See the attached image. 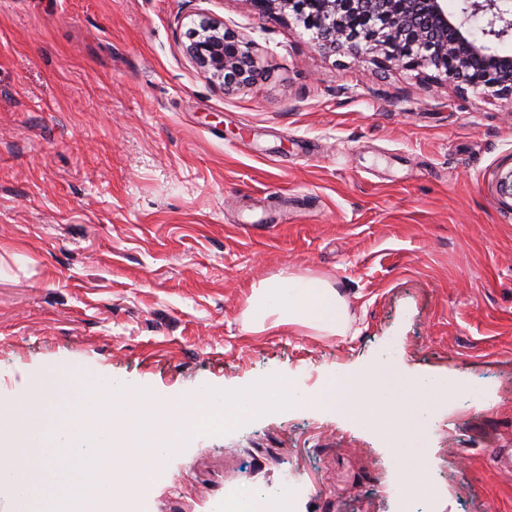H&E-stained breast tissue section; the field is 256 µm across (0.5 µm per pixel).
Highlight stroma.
Listing matches in <instances>:
<instances>
[{
  "mask_svg": "<svg viewBox=\"0 0 512 512\" xmlns=\"http://www.w3.org/2000/svg\"><path fill=\"white\" fill-rule=\"evenodd\" d=\"M204 15L253 85L186 56ZM511 171L512 99L320 52L246 0H0V401L50 372L160 397L277 377L311 402L194 434L138 512L245 483L289 512H512ZM289 274L327 278L351 334L245 331L251 285ZM370 368L433 388L426 494L314 400Z\"/></svg>",
  "mask_w": 512,
  "mask_h": 512,
  "instance_id": "35a3bbf8",
  "label": "stroma"
}]
</instances>
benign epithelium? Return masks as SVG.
<instances>
[{
  "instance_id": "1",
  "label": "benign epithelium",
  "mask_w": 512,
  "mask_h": 512,
  "mask_svg": "<svg viewBox=\"0 0 512 512\" xmlns=\"http://www.w3.org/2000/svg\"><path fill=\"white\" fill-rule=\"evenodd\" d=\"M260 14L286 16L303 25L324 53L371 54L388 66L432 70L457 86L512 97V55L473 37L468 23L482 19L483 34L512 37V0H463L462 18L447 0H247ZM187 54L227 92L259 75L247 43L218 19L204 18L188 33Z\"/></svg>"
}]
</instances>
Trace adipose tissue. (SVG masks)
<instances>
[{"instance_id": "obj_1", "label": "adipose tissue", "mask_w": 512, "mask_h": 512, "mask_svg": "<svg viewBox=\"0 0 512 512\" xmlns=\"http://www.w3.org/2000/svg\"><path fill=\"white\" fill-rule=\"evenodd\" d=\"M242 320L244 328L252 332L288 325L334 336L345 334L349 314L345 299L328 280L291 275L253 285L245 300ZM331 390L339 413L376 427L393 444L396 470L406 495L428 492L425 465L411 457L425 401L407 407L396 382L374 373H341L333 380Z\"/></svg>"}]
</instances>
